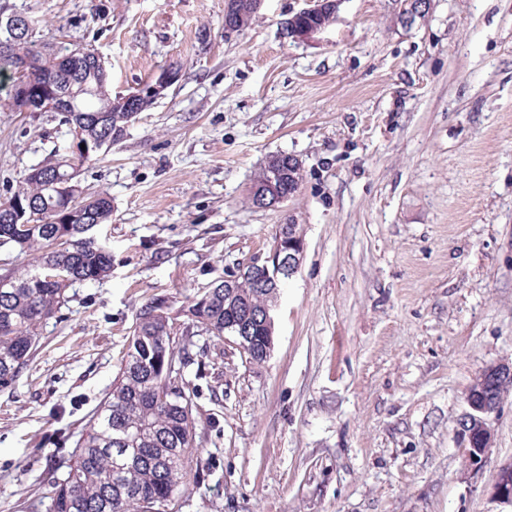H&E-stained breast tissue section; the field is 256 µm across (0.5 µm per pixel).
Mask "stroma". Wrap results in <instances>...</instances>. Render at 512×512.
Instances as JSON below:
<instances>
[{
  "instance_id": "obj_1",
  "label": "stroma",
  "mask_w": 512,
  "mask_h": 512,
  "mask_svg": "<svg viewBox=\"0 0 512 512\" xmlns=\"http://www.w3.org/2000/svg\"><path fill=\"white\" fill-rule=\"evenodd\" d=\"M5 2L92 44L113 95L171 64L182 77L79 172L81 197H112L95 232L112 273L69 289L0 390V512H46L140 306L165 301L184 329L193 297L290 220L306 249L266 361L202 334L185 371L201 465L180 512H499L512 390L477 475L459 429L474 378L512 362V0H432L411 26L397 0H343L310 42L280 30L303 0H265L233 34L224 0ZM68 142L0 91V197ZM280 153L301 160L299 189L254 208Z\"/></svg>"
}]
</instances>
